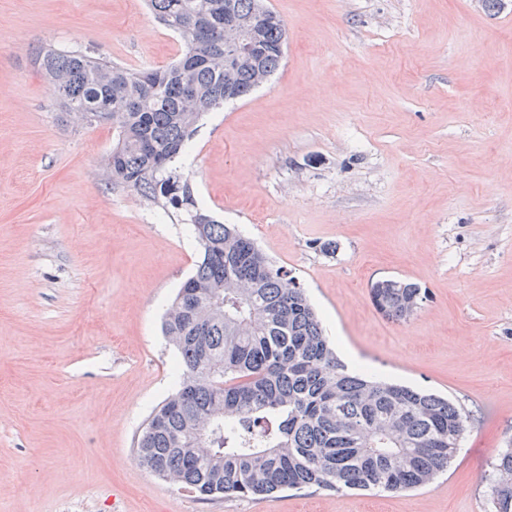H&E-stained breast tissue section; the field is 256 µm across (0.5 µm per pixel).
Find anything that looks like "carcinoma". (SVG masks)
I'll return each instance as SVG.
<instances>
[{
	"instance_id": "obj_1",
	"label": "carcinoma",
	"mask_w": 512,
	"mask_h": 512,
	"mask_svg": "<svg viewBox=\"0 0 512 512\" xmlns=\"http://www.w3.org/2000/svg\"><path fill=\"white\" fill-rule=\"evenodd\" d=\"M148 4L183 43L164 67L132 69L51 47L35 57L58 88L60 111L109 115L108 183L183 212L202 250L164 323L181 380L138 436L139 464L203 500L427 485L448 468L469 415L449 398L343 362L295 277L200 210L176 166L205 113L279 68L284 22L260 20L263 0ZM370 294L396 321L422 303L421 288L402 279L378 280ZM491 495L493 512H512V448L494 460Z\"/></svg>"
}]
</instances>
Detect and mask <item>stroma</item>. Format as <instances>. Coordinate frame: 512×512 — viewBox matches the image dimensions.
<instances>
[{
	"label": "stroma",
	"mask_w": 512,
	"mask_h": 512,
	"mask_svg": "<svg viewBox=\"0 0 512 512\" xmlns=\"http://www.w3.org/2000/svg\"><path fill=\"white\" fill-rule=\"evenodd\" d=\"M278 71L199 122L200 207L293 275L340 358L450 397L472 421L408 492L202 500L141 468L176 386L162 323L201 258L102 163L112 127L60 118L41 46L132 68L182 42L145 0H0V512H491L512 441V0H265ZM416 282L408 321L373 282Z\"/></svg>",
	"instance_id": "obj_1"
}]
</instances>
